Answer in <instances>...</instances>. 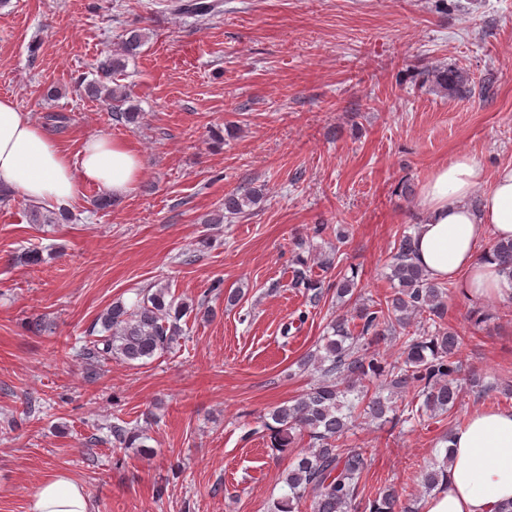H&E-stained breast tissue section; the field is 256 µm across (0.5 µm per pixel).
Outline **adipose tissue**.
<instances>
[{"label":"adipose tissue","instance_id":"obj_1","mask_svg":"<svg viewBox=\"0 0 512 512\" xmlns=\"http://www.w3.org/2000/svg\"><path fill=\"white\" fill-rule=\"evenodd\" d=\"M143 159L128 140L106 133L85 137L69 154L8 97L0 98V193L69 208L83 186L113 200L128 195ZM415 261L436 281H457L473 300L512 292V278L492 254H479L486 237L512 239V163L494 174L461 154L435 168L422 184ZM448 468L426 512H504L512 505V407L474 412L448 437ZM27 512H90L76 480L46 477Z\"/></svg>","mask_w":512,"mask_h":512}]
</instances>
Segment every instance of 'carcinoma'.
Masks as SVG:
<instances>
[{
    "mask_svg": "<svg viewBox=\"0 0 512 512\" xmlns=\"http://www.w3.org/2000/svg\"><path fill=\"white\" fill-rule=\"evenodd\" d=\"M171 8L203 17L219 9V0H173ZM144 38L139 29L127 31L119 50L99 63L101 81L86 84L90 96L109 101L118 120L133 127L140 125L142 113L129 103L127 94L104 81L123 74ZM427 80L450 95L464 93L470 85L468 75L458 68H434ZM259 197L256 189L228 194L224 211L242 214ZM66 219L67 212L43 206L34 205L30 211L33 224ZM414 241V234L404 233L395 244L388 274L391 291L378 300L354 303L353 313L331 321L323 345L301 360L303 367L318 373L317 383L270 412L273 447L287 448L296 437L307 438V449L283 477L288 493L273 502L271 512H295L302 504L309 512H351L368 468L365 450L346 444V434L356 422L415 426L451 412L458 403L465 373L464 336L446 321L454 286L430 279L416 264ZM489 251L512 277V239L493 241ZM291 287L303 289L313 305L324 297L323 284L313 278L301 256L296 258ZM332 287L338 301L354 296L358 272L342 275ZM196 306L202 304L176 302L165 287L145 293L131 307L116 302L98 318L101 334L89 336L83 355L96 363L117 358L130 365L144 364L173 348L182 332L179 321ZM385 341L399 345L391 361L378 350ZM111 433L112 443L122 448L144 447V434L135 428L114 423ZM447 467L446 457L423 466L424 487L438 488ZM369 512H417V506L401 499L390 484L379 490Z\"/></svg>",
    "mask_w": 512,
    "mask_h": 512,
    "instance_id": "1",
    "label": "carcinoma"
}]
</instances>
